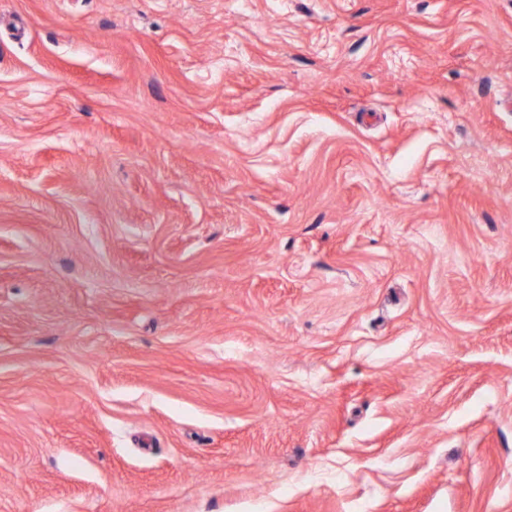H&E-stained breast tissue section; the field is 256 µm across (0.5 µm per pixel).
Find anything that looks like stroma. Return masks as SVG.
Instances as JSON below:
<instances>
[{
  "instance_id": "stroma-1",
  "label": "stroma",
  "mask_w": 512,
  "mask_h": 512,
  "mask_svg": "<svg viewBox=\"0 0 512 512\" xmlns=\"http://www.w3.org/2000/svg\"><path fill=\"white\" fill-rule=\"evenodd\" d=\"M0 512H512V0H0Z\"/></svg>"
}]
</instances>
